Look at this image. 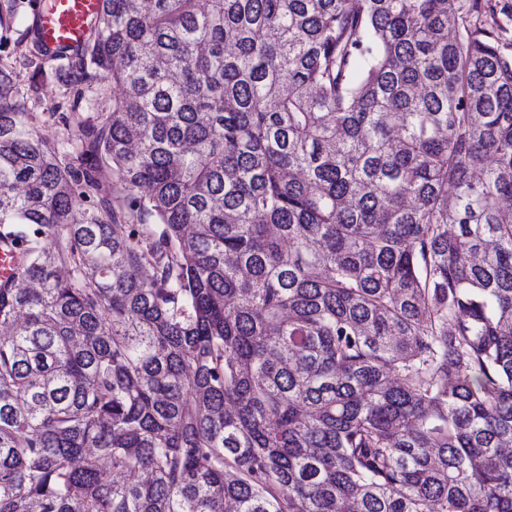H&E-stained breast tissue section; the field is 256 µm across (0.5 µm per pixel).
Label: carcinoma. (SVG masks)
Listing matches in <instances>:
<instances>
[{
    "label": "carcinoma",
    "mask_w": 512,
    "mask_h": 512,
    "mask_svg": "<svg viewBox=\"0 0 512 512\" xmlns=\"http://www.w3.org/2000/svg\"><path fill=\"white\" fill-rule=\"evenodd\" d=\"M493 11L102 0L68 150L0 59V512H512Z\"/></svg>",
    "instance_id": "obj_1"
}]
</instances>
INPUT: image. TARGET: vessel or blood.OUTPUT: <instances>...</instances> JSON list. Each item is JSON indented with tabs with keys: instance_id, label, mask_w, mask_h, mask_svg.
Returning <instances> with one entry per match:
<instances>
[{
	"instance_id": "vessel-or-blood-1",
	"label": "vessel or blood",
	"mask_w": 512,
	"mask_h": 512,
	"mask_svg": "<svg viewBox=\"0 0 512 512\" xmlns=\"http://www.w3.org/2000/svg\"><path fill=\"white\" fill-rule=\"evenodd\" d=\"M100 5L101 0H52L50 8L36 9L37 28L48 49L58 52L82 44Z\"/></svg>"
}]
</instances>
